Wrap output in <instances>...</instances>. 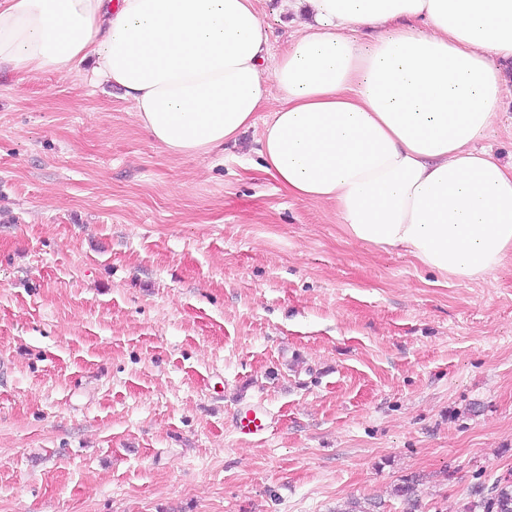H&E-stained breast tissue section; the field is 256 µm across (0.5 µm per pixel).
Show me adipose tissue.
Here are the masks:
<instances>
[{
  "mask_svg": "<svg viewBox=\"0 0 512 512\" xmlns=\"http://www.w3.org/2000/svg\"><path fill=\"white\" fill-rule=\"evenodd\" d=\"M257 0H0V69L92 62L167 153L222 155L262 123L264 171L331 203L349 240L474 281L512 259L502 111L512 0H291L274 50Z\"/></svg>",
  "mask_w": 512,
  "mask_h": 512,
  "instance_id": "ef3b65f1",
  "label": "adipose tissue"
}]
</instances>
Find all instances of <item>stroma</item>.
<instances>
[{"instance_id": "stroma-1", "label": "stroma", "mask_w": 512, "mask_h": 512, "mask_svg": "<svg viewBox=\"0 0 512 512\" xmlns=\"http://www.w3.org/2000/svg\"><path fill=\"white\" fill-rule=\"evenodd\" d=\"M261 132L178 158L87 73L0 70V512H466L512 478V263L349 243ZM268 416L261 408H250L240 412L236 420V429L244 435L258 437L268 429Z\"/></svg>"}]
</instances>
